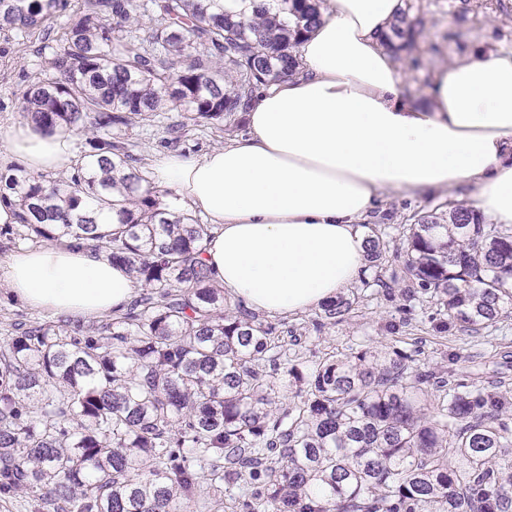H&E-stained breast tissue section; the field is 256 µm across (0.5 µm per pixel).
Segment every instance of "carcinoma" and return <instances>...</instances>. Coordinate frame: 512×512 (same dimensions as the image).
<instances>
[{
  "label": "carcinoma",
  "mask_w": 512,
  "mask_h": 512,
  "mask_svg": "<svg viewBox=\"0 0 512 512\" xmlns=\"http://www.w3.org/2000/svg\"><path fill=\"white\" fill-rule=\"evenodd\" d=\"M324 0H267L253 17L224 0H80L44 77L22 94L36 128L85 135L72 172L9 177L11 244L94 243L141 292L89 326L33 317L0 337V499L36 512H512V401L412 366L414 351L364 344L305 360L280 325L237 305L202 256L209 226L146 186L130 131L236 128L260 90L297 72ZM65 0H0V32H44ZM151 28L141 35V20ZM406 13L395 54L420 37ZM98 200L102 224L85 212ZM387 242L369 236L378 266ZM405 297L463 334L512 316V226L461 204L408 225ZM343 295L310 319L348 318ZM286 375L292 396L279 391Z\"/></svg>",
  "instance_id": "obj_1"
}]
</instances>
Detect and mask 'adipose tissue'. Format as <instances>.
Here are the masks:
<instances>
[{
    "label": "adipose tissue",
    "mask_w": 512,
    "mask_h": 512,
    "mask_svg": "<svg viewBox=\"0 0 512 512\" xmlns=\"http://www.w3.org/2000/svg\"><path fill=\"white\" fill-rule=\"evenodd\" d=\"M403 0H328L301 73L246 112L249 134L198 156L153 152L152 187L210 227L204 262L233 302L288 318L336 299L366 265L364 223L382 194L467 186L477 212L512 226V50L469 53L410 102L381 37ZM74 137L0 131V170L69 171ZM25 306L93 319L123 313L138 284L88 242L27 248L0 265Z\"/></svg>",
    "instance_id": "obj_1"
}]
</instances>
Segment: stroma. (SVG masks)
I'll return each instance as SVG.
<instances>
[{"instance_id":"obj_1","label":"stroma","mask_w":512,"mask_h":512,"mask_svg":"<svg viewBox=\"0 0 512 512\" xmlns=\"http://www.w3.org/2000/svg\"><path fill=\"white\" fill-rule=\"evenodd\" d=\"M403 4L409 18L421 21L424 29L415 51L421 68H414L406 58L399 61L407 96L413 102H425L433 72L463 57L470 47L512 49V0H403ZM51 42V36L39 32L24 38L0 33V129L22 122L21 94L41 77L42 65L51 55ZM228 137L218 128L201 131L191 126L176 142L159 130L132 134L138 144L136 153L142 159L150 152L170 149L199 155L223 145ZM468 200L469 189L465 186L451 193L384 194L380 206L388 215L384 238L390 249L403 247V229L413 214ZM352 289L363 294L359 306L349 318L326 327L322 334L309 332V314L287 318V326L306 336L305 342L295 346L296 354L305 356L312 350L342 352L368 340L376 347L394 344L418 350V364L453 367L467 381L489 386L504 379L512 384V319L472 336L439 332L430 320L426 298L409 301L397 289L387 296L379 285L364 289L356 283ZM405 304L411 305V313L402 312Z\"/></svg>"}]
</instances>
